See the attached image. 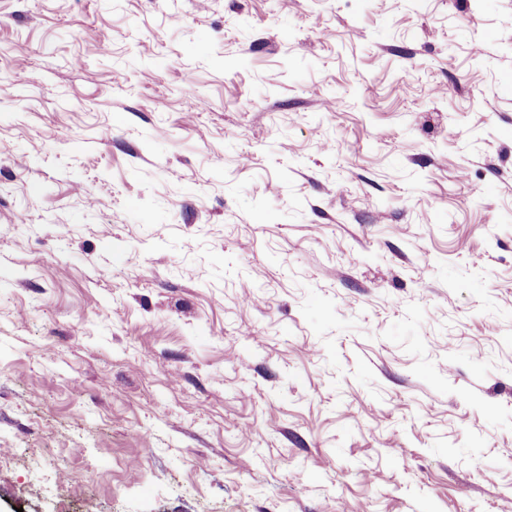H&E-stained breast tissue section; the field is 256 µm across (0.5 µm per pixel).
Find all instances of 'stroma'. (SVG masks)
<instances>
[{"mask_svg":"<svg viewBox=\"0 0 512 512\" xmlns=\"http://www.w3.org/2000/svg\"><path fill=\"white\" fill-rule=\"evenodd\" d=\"M0 512H512V0H0Z\"/></svg>","mask_w":512,"mask_h":512,"instance_id":"stroma-1","label":"stroma"}]
</instances>
